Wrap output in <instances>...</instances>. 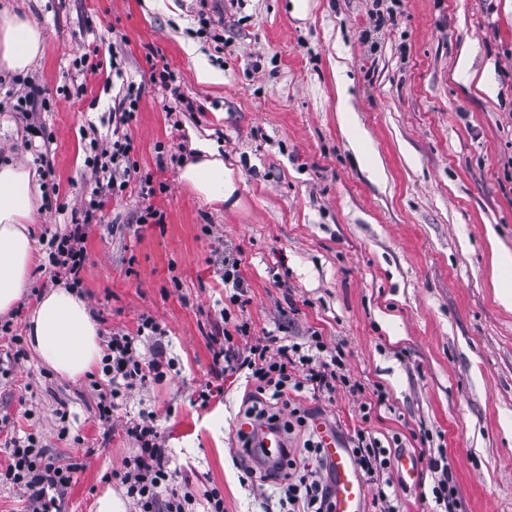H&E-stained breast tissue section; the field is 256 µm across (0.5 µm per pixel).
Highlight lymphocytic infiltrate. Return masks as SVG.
Segmentation results:
<instances>
[{"label":"lymphocytic infiltrate","instance_id":"lymphocytic-infiltrate-1","mask_svg":"<svg viewBox=\"0 0 512 512\" xmlns=\"http://www.w3.org/2000/svg\"><path fill=\"white\" fill-rule=\"evenodd\" d=\"M130 150L129 140L122 137L94 146L92 172L97 195L82 204L78 216L73 217L64 233L52 235L48 241V264L64 274L69 287L78 288L83 283L85 241L101 207L100 194L122 195L137 172L130 160ZM141 345L137 336L119 331L109 336L102 357V372L108 383L99 393L101 423L111 422L117 399L147 382L161 379V355L144 360ZM213 363L220 366L222 373L243 377L259 396L287 406L288 416L284 419L257 405L250 407L248 413L260 424L282 425L290 431L306 423L305 412L296 406L294 393L306 388L330 394L342 388L353 393L359 388L358 383L351 381L340 353L331 351L323 337L315 333L303 345L273 347L260 340L243 356L222 345L214 350ZM126 432L136 439L139 448L135 455L123 460L112 477L125 487L137 512H194L193 507L199 501L203 502L205 512H224V497L218 489L205 491L199 497L191 484L177 483L168 452L152 422L130 423ZM6 451L9 463L0 469V484L27 489L34 502L33 512H61L64 495L75 481L80 463L57 464L32 435L23 441L9 438ZM305 451L309 460L306 466H298L295 457L287 451L275 465L287 512H332L331 487L322 476V452L312 441L307 442ZM351 451L363 477L376 490L374 499L381 503V512H396L390 493L394 483L383 476L390 464L387 448L371 432L361 429L354 435Z\"/></svg>","mask_w":512,"mask_h":512}]
</instances>
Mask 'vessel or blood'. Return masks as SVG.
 Masks as SVG:
<instances>
[{
    "mask_svg": "<svg viewBox=\"0 0 512 512\" xmlns=\"http://www.w3.org/2000/svg\"><path fill=\"white\" fill-rule=\"evenodd\" d=\"M315 433L332 474L334 512H365L368 491L349 448L325 423H316ZM258 443L271 460L279 457L285 446L282 433L268 428L259 431Z\"/></svg>",
    "mask_w": 512,
    "mask_h": 512,
    "instance_id": "1",
    "label": "vessel or blood"
}]
</instances>
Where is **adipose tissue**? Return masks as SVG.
I'll return each mask as SVG.
<instances>
[{
  "label": "adipose tissue",
  "instance_id": "obj_1",
  "mask_svg": "<svg viewBox=\"0 0 512 512\" xmlns=\"http://www.w3.org/2000/svg\"><path fill=\"white\" fill-rule=\"evenodd\" d=\"M44 41L43 30L30 20L14 14L0 17V66L14 73L28 70L41 56ZM198 151L180 179L207 202L223 204L236 191L231 172L210 144H199ZM39 194L34 172L18 164H0V315L16 306L30 279L33 244L27 226L34 221ZM27 336L37 357L70 379L90 372L103 356L90 307L69 288L43 294L29 320Z\"/></svg>",
  "mask_w": 512,
  "mask_h": 512
}]
</instances>
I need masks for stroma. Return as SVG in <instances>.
<instances>
[{
    "mask_svg": "<svg viewBox=\"0 0 512 512\" xmlns=\"http://www.w3.org/2000/svg\"><path fill=\"white\" fill-rule=\"evenodd\" d=\"M45 33L30 68L51 110L13 109L0 71V161L35 170L42 189L30 283L9 318L25 335L44 291L64 286L41 268L45 241L91 197V141L127 135L150 175L106 196L85 241L82 294L100 336L136 334L143 317L164 329L172 364L163 380L118 400L98 420L92 376L62 377L33 352L0 376V445L37 433L58 464L83 463L62 512H94L105 475L134 455L126 426L152 413L171 465L196 490L218 488L224 512H279L234 457L246 421L243 382L215 373L213 351L244 322L236 351L266 334L311 333L340 348L361 389L302 393L308 424L342 440L366 427L392 454L419 459L399 512H434L430 460L457 486L456 512H512V310L495 296L489 240L512 252V0H0ZM224 50L190 35L199 9ZM93 51L99 70L73 65ZM121 58L120 71L110 66ZM467 59L475 79L457 77ZM207 66L223 78L198 82ZM179 76L185 111L153 70ZM140 87L123 124L125 83ZM49 140L34 160L30 127ZM218 148L236 185L222 205L179 180L192 139ZM163 215L141 224L144 206ZM240 259L245 306L230 304L225 257ZM222 395L202 401L206 385ZM387 406L362 422L360 407Z\"/></svg>",
    "mask_w": 512,
    "mask_h": 512,
    "instance_id": "obj_1",
    "label": "stroma"
}]
</instances>
